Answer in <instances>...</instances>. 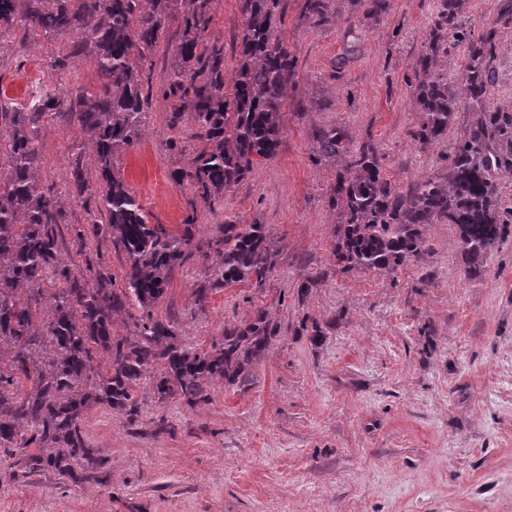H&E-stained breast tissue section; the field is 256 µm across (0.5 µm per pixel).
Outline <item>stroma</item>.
<instances>
[{"instance_id": "1", "label": "stroma", "mask_w": 512, "mask_h": 512, "mask_svg": "<svg viewBox=\"0 0 512 512\" xmlns=\"http://www.w3.org/2000/svg\"><path fill=\"white\" fill-rule=\"evenodd\" d=\"M499 0H465L464 26H497ZM442 0H390L386 15L363 19L355 0H332L329 20L304 19L301 0H285L276 34L296 57V78L282 114V147L250 179L209 209L169 172L191 164L205 144L184 128L187 147H167L172 107L161 90L177 61L176 31L141 66L149 113L139 145L117 167L154 224L176 228L196 213L207 240L224 219L264 224L277 252L262 286L215 288L192 257L173 274L156 314L176 316L183 341L219 342L224 325L267 309L280 335L250 384L215 382L197 408L155 403L140 390L135 425L93 408L84 420L105 485H81L52 472L29 475L0 453V512H512V237L467 268L452 224L426 226L424 253L390 274L336 267L332 246L341 213L327 192L339 162L312 160L324 126L374 139L383 172L401 190L445 174L450 140L475 118L458 112L445 141L420 144L407 83L425 50ZM495 100L512 97V24L497 26ZM67 37L31 34L0 54V97L21 104L30 93L93 89L85 59L53 69ZM357 51L343 70L338 57ZM84 143L71 117L41 130L36 180L70 223L85 212L70 196L69 165ZM307 295H299L303 283ZM326 326L320 348L301 334L308 319Z\"/></svg>"}]
</instances>
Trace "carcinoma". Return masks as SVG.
I'll use <instances>...</instances> for the list:
<instances>
[{"label":"carcinoma","mask_w":512,"mask_h":512,"mask_svg":"<svg viewBox=\"0 0 512 512\" xmlns=\"http://www.w3.org/2000/svg\"><path fill=\"white\" fill-rule=\"evenodd\" d=\"M150 3L145 9L144 3ZM215 0H0V38L35 30L47 38L70 35L69 52L54 59L63 70L71 58H88L100 85L46 92L35 105L16 108L0 100V132L9 141L0 166V452L18 457L31 472L54 471L73 482L85 479L94 451L83 418L95 406L116 411L128 424L141 416L137 389L152 387L159 404L176 400L194 409L209 400L211 385L243 386L280 329L264 308L249 319L224 325L223 339L207 349L181 341L178 322L153 308L169 289L173 271L192 252L210 253L209 284L262 285L274 267L268 226L226 220L221 234L197 246V219L180 231L149 222L140 200L116 171L115 158L137 146L148 112L143 74L135 59L153 55L169 22L179 24L178 66L162 90L174 101L169 112V150L182 149L181 132L191 120L209 147L187 168L170 174L206 207L244 182L256 164L273 160L281 147L280 114L295 77V57L274 34L284 0H239L240 36L233 47L231 90L224 78V45L208 35ZM331 0H303L304 17L327 19ZM461 0H443L431 20L426 51L413 64L411 87L419 113L413 137L431 144L448 137L461 104L480 118L452 143L448 176L428 177L404 193L382 173L379 146L356 140L346 129L316 131L317 155L340 158L329 203L339 208L333 256L343 272L390 274L421 253L425 225L455 224L464 258L483 262L512 227V208L502 204L492 172L512 170V111L494 104L497 29L475 38L462 25ZM463 50L466 66L458 90L433 68L434 57ZM67 112L93 145L97 183L84 177L78 153L70 166L75 198L88 215L62 230L66 215L57 199L39 191L40 129L44 118ZM72 250L62 255L63 233ZM110 236L123 251L122 283L98 266L92 288L75 274L88 258L89 240ZM55 285L46 295L44 285ZM132 320L135 339L112 335L115 317ZM46 448L45 454L29 452Z\"/></svg>","instance_id":"carcinoma-1"}]
</instances>
